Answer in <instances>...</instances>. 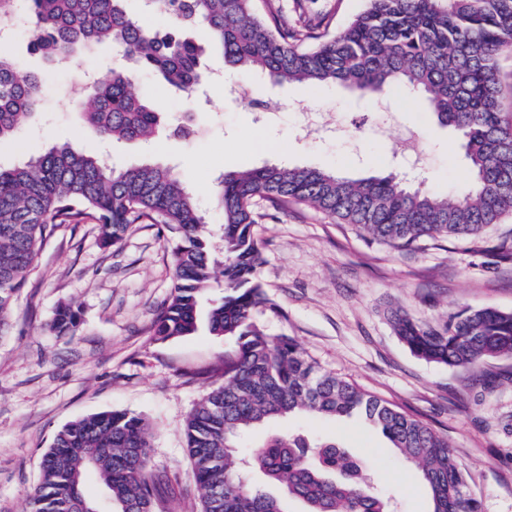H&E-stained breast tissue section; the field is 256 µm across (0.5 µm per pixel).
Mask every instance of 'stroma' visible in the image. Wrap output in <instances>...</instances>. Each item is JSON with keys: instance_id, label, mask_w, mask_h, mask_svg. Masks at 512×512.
<instances>
[{"instance_id": "stroma-1", "label": "stroma", "mask_w": 512, "mask_h": 512, "mask_svg": "<svg viewBox=\"0 0 512 512\" xmlns=\"http://www.w3.org/2000/svg\"><path fill=\"white\" fill-rule=\"evenodd\" d=\"M10 47L23 70L49 73L38 119L0 141V166L71 142L108 155L112 166L144 161L169 165L210 202L225 172L267 163L305 165L359 179L398 174L418 153L421 189L454 196L469 173L457 135L421 112L415 98L386 100L340 85L271 86L253 77L251 97L228 94L242 74L210 52L212 73L197 95L141 76L140 93L184 121L191 134L166 132L150 143L102 144L72 116L70 86L80 73L107 80L124 61L116 51L84 56L79 68L54 67L30 55L24 38ZM327 112L338 131L306 137L297 105ZM263 240L260 279L276 309L261 322L269 336H289L328 371L444 434L469 473L481 512H512V358L482 368H451L414 356L396 335L391 316L432 324L462 308L512 311V214L476 239L427 242L398 250L310 208L270 212L258 226ZM168 232L139 224L116 247L103 248L94 224H65L34 262L16 295L12 327L0 337V512H29L40 462L64 425L107 410L145 417L154 430L151 466L178 475L183 495L161 512H198L199 494L187 454L184 423L207 392L203 369L233 347L231 339L199 332L157 342L151 323L173 285ZM71 303L81 335L58 337L47 324ZM303 430L339 441L365 465L372 486L396 512H430L419 466L395 455L383 434L354 418L293 416L248 433L243 449L265 437Z\"/></svg>"}]
</instances>
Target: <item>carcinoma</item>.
<instances>
[{"mask_svg":"<svg viewBox=\"0 0 512 512\" xmlns=\"http://www.w3.org/2000/svg\"><path fill=\"white\" fill-rule=\"evenodd\" d=\"M31 54L49 62L80 60L92 48H113L128 66L78 92L77 120L107 140L147 142L164 113L136 90L151 74L190 94L203 78L202 58L218 48L224 62L260 72L272 83H327L362 94L403 92L422 110L452 128L468 160L470 187L455 197L412 189L396 175L349 179L311 167H261L226 172L213 197L224 216L223 261L197 196L173 168L143 163L116 169L98 154L56 144L10 168L0 167V336L17 292L34 261L62 224L95 220L105 247L124 240L135 224H159L171 233L174 269L167 303L156 314V341L199 330L202 305L213 336L235 340V349L207 372L211 387L185 421L188 456L201 512H389L388 498L367 483L362 464L332 440L302 432L275 434L245 458L242 437L273 419L296 414L325 418L363 416L391 447L418 463L432 512H480L467 472L448 438L413 415L325 370L291 337L270 338L259 315L277 311L258 278L264 214L255 199L288 212L312 207L353 224L394 248L425 239L476 237L512 213V116L501 108L497 61L512 51V0H368L366 9L334 37L327 18L310 15L296 0L288 17L265 0H164L179 35L141 23L131 0H26ZM44 78L22 73L0 51V139L15 135L38 114ZM224 289L214 296L212 283ZM394 331L417 357L448 367H475L512 358V312L494 308L454 312L443 323H422L396 313ZM58 336H78L82 323L70 304L57 307L49 325ZM152 428L127 410L94 413L59 429L41 461L42 479L30 512H154L176 497V475L150 466ZM253 472L279 487L273 495L255 486ZM99 476L105 499L84 491Z\"/></svg>","mask_w":512,"mask_h":512,"instance_id":"carcinoma-1","label":"carcinoma"}]
</instances>
